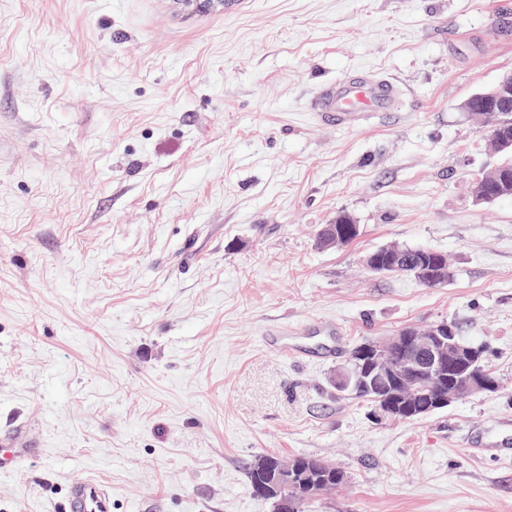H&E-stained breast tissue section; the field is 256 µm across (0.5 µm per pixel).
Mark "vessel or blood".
<instances>
[{
  "label": "vessel or blood",
  "mask_w": 512,
  "mask_h": 512,
  "mask_svg": "<svg viewBox=\"0 0 512 512\" xmlns=\"http://www.w3.org/2000/svg\"><path fill=\"white\" fill-rule=\"evenodd\" d=\"M399 105V94L388 79L355 71L322 84L313 94L309 109L324 122L342 129L362 125L371 113L393 112ZM27 424H19L0 432V471L16 470L40 455L39 445L28 437ZM69 512H112V489L106 483L91 479H75L68 493Z\"/></svg>",
  "instance_id": "1"
}]
</instances>
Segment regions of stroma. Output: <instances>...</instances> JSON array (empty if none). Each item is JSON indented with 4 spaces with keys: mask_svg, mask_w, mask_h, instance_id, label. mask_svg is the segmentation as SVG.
<instances>
[{
    "mask_svg": "<svg viewBox=\"0 0 512 512\" xmlns=\"http://www.w3.org/2000/svg\"><path fill=\"white\" fill-rule=\"evenodd\" d=\"M368 70L396 112L343 130L305 109ZM512 73V0H0V429L43 452L0 472V512H273L245 467L312 455L347 483L308 512H512V199L461 111ZM360 227L320 248L337 214ZM390 243L447 254L429 288L380 276ZM457 323L498 382L412 422L337 392L352 345ZM298 362L262 341L281 327ZM69 512H112V489L106 483L77 478L68 493Z\"/></svg>",
    "mask_w": 512,
    "mask_h": 512,
    "instance_id": "stroma-1",
    "label": "stroma"
}]
</instances>
